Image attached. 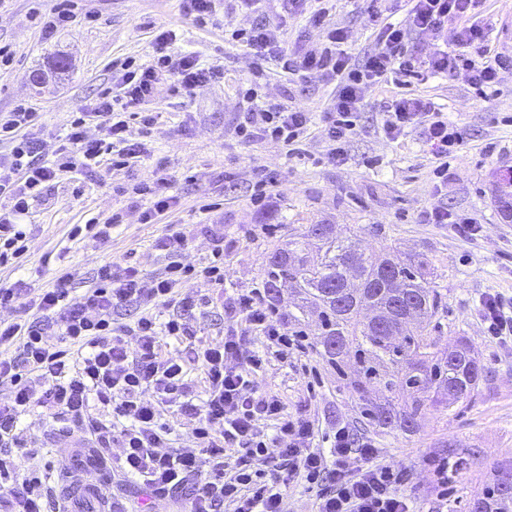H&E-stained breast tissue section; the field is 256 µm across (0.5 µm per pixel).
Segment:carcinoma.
Instances as JSON below:
<instances>
[{
	"label": "carcinoma",
	"mask_w": 512,
	"mask_h": 512,
	"mask_svg": "<svg viewBox=\"0 0 512 512\" xmlns=\"http://www.w3.org/2000/svg\"><path fill=\"white\" fill-rule=\"evenodd\" d=\"M311 238L320 242L313 253L304 248ZM427 266L426 258L397 250L367 256L355 242L336 237L329 224L319 233L316 225H305L269 258L268 296L281 298L285 286L294 290L298 303L288 310L293 324L300 323L307 304L319 308L316 352L336 367L354 359L359 376L350 387L371 425L411 432L426 406L453 408L474 395L483 377L467 340L448 350L432 335L444 302L428 281ZM371 383L389 393L405 390L408 399L400 407L389 399L375 401L367 395ZM474 512H512L511 460L496 468Z\"/></svg>",
	"instance_id": "carcinoma-1"
}]
</instances>
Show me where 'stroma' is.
I'll use <instances>...</instances> for the list:
<instances>
[{
	"label": "stroma",
	"mask_w": 512,
	"mask_h": 512,
	"mask_svg": "<svg viewBox=\"0 0 512 512\" xmlns=\"http://www.w3.org/2000/svg\"><path fill=\"white\" fill-rule=\"evenodd\" d=\"M55 6L56 0H0V44L13 55L12 63L0 69V113L22 103L39 113L45 160H52L58 134L76 113L115 88L123 63L151 59L158 31L175 30L172 53H190L204 65L223 68L224 80L188 96L177 93L172 81L162 80L147 105L157 113V124L145 135L138 121L130 123L133 137L145 139L144 159L128 170L105 166L92 176L69 173L50 182L32 205L27 249L18 263L0 267V284L21 282L28 301L51 287L63 266L76 269L85 282L107 263H130L159 274L169 257L157 242L173 232L186 237L187 258L194 263L206 261L214 246L223 244V283L189 279L179 288L197 302L187 316L196 338L164 343L166 355L185 363L199 391L203 373L198 348L235 330L224 313L229 298L264 285L270 254L285 247L300 225H333L339 238L356 241L373 256L395 248L424 254L428 279L445 300L436 327L441 346L466 337L485 367L486 378L471 399L451 412L427 407L417 429L407 433L363 425L356 396L314 349L319 333L314 314L300 325L304 351L269 358L256 372L254 385L257 393L280 400L289 416L313 420L321 450H329L327 438L340 423L354 442L372 440L381 463L403 472L398 490L412 499L416 512H469L494 467L512 457V342L490 341L478 315L485 293L512 299V222L502 217L493 183L495 171L512 169V71L503 72L496 92L485 96L462 72L412 84V92L432 98L464 136L442 185L434 175L437 161L419 133L396 142L384 137L381 107L397 92L390 83L365 91L367 108L346 164L308 162V155L325 148L318 133L304 142L303 158L276 142L238 140L233 117L243 104L237 89L250 79L253 58L229 32L275 20L280 0H267L253 14L236 12L232 0H224L213 27L200 26L184 14L178 0H80L76 19L48 40L31 15L52 12ZM335 20L350 34L347 50L353 60H362L374 40L362 0H337ZM59 55L71 64L64 79L32 85L31 71ZM259 93L311 112L318 129L332 87L316 74L289 80L272 66ZM261 171L273 179L263 205L252 199ZM158 174L168 179L175 203L161 220L146 224L141 216L149 202L137 197L133 186ZM435 207L471 214L480 232L462 238L449 225L427 223L425 213ZM114 215L119 221L108 242L69 236L72 225ZM22 425L35 448L14 451L20 471L45 474L49 512L65 497L71 498L74 512H82L84 500L71 497L70 490L83 478L92 449H74L73 438L48 431L42 408L29 412ZM121 453L120 446H112L98 464L109 500L125 512H184L187 491L153 499L116 471ZM432 457L457 461L447 486H438L428 465Z\"/></svg>",
	"instance_id": "35a3bbf8"
}]
</instances>
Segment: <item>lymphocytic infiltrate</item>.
Here are the masks:
<instances>
[{
  "mask_svg": "<svg viewBox=\"0 0 512 512\" xmlns=\"http://www.w3.org/2000/svg\"><path fill=\"white\" fill-rule=\"evenodd\" d=\"M365 2L374 45L358 63L343 48L345 29L330 22V0H285L289 18L323 29L326 41L321 47H285L278 24L232 33L254 57V78H262L265 64L271 62L284 74L315 73L333 84L335 93L322 118L326 148L320 157L331 165L347 160L365 89L447 78L463 70L470 84L484 92L496 87L501 70L512 69V58L495 52L485 26L477 21L483 0H408L404 24L392 19L399 0ZM451 22L456 31L449 43L444 32ZM175 37L170 30L159 32L155 62L124 72L117 94H102L74 119L53 161L41 159L37 112L22 107L0 114V142L13 145L9 162L0 163V198L9 202L8 210L0 212L1 267L24 253L27 232L19 219L39 197L43 183L75 169L94 173L107 160L123 169L144 155L143 143L130 135L126 114L138 109L140 124L150 129L156 117L143 106L162 78L172 79L177 91L187 95L223 80V69L201 66L190 54L172 56L169 48ZM418 40L428 45V53L415 51ZM240 94L245 106L233 122L242 142L271 139L300 153L312 122L309 112L264 100L253 86ZM93 121L99 122L102 136L89 135ZM381 130L393 142L418 132L441 158L436 175L443 180L448 177L444 158L463 141L447 113L416 94H396L385 101ZM159 247L169 257L161 275L146 276L133 265L105 264L78 296L75 272L63 269L53 287L32 301L35 318L0 319V346L19 347L17 354H0V387L8 390L0 401V447H25L21 419L41 407L62 433L79 443L100 450L120 443L121 473L139 478L155 498L192 485L189 512H220L227 504L233 505V512H282L283 491L299 471L312 483L327 480L317 493V512H413L411 500L395 490L399 475L377 463L372 441L353 444L340 425L329 453L315 452L318 430L312 421L289 418L281 401L254 394L253 373L262 358L250 349L246 331L260 333L270 349L281 351L293 344L266 289L252 288L229 299L225 313L244 331L199 348L204 390L194 393L184 363L166 356L163 344L170 337H194L181 315L191 303L177 288L193 275L223 283L224 249L215 247L208 263L198 266L184 260L186 240L181 234L167 236ZM135 304L144 305V312L133 325L116 328V316ZM478 311L492 339L512 342V302L488 293ZM100 405L109 408V418L98 417ZM170 405L195 418L196 449H169L172 428L162 422L160 410ZM264 421L276 424L274 436L262 434L259 425ZM273 458L280 460V467L269 468ZM42 484L40 477L19 472L0 458V500L7 512H45Z\"/></svg>",
  "mask_w": 512,
  "mask_h": 512,
  "instance_id": "lymphocytic-infiltrate-1",
  "label": "lymphocytic infiltrate"
}]
</instances>
